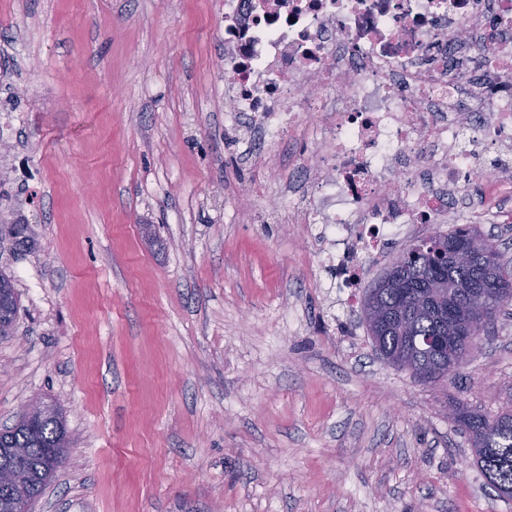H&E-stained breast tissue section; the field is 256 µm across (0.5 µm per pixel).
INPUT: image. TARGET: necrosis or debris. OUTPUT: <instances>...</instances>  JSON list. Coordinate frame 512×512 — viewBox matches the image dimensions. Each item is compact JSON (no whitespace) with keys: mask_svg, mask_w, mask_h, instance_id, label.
I'll return each mask as SVG.
<instances>
[{"mask_svg":"<svg viewBox=\"0 0 512 512\" xmlns=\"http://www.w3.org/2000/svg\"><path fill=\"white\" fill-rule=\"evenodd\" d=\"M224 102L270 145L314 116L306 224L347 299L415 224H444L512 141V0H224ZM512 158L486 210L512 220ZM505 150V148L492 150L487 155V157L483 158V163L479 170L475 172V175L472 176L471 180L467 184L466 190L470 197H476V195L480 192L482 182L489 179L491 174L494 172L496 167V163L494 162L495 156L498 153L502 154L503 152H506Z\"/></svg>","mask_w":512,"mask_h":512,"instance_id":"1","label":"necrosis or debris"}]
</instances>
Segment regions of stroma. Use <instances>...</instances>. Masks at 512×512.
<instances>
[{
    "instance_id": "obj_1",
    "label": "stroma",
    "mask_w": 512,
    "mask_h": 512,
    "mask_svg": "<svg viewBox=\"0 0 512 512\" xmlns=\"http://www.w3.org/2000/svg\"><path fill=\"white\" fill-rule=\"evenodd\" d=\"M1 64L0 426L39 399L71 439L30 512H512L448 417L512 407V305L446 380L376 354L276 218L307 132L241 152L224 0H0ZM0 295L12 298L11 306L8 311L10 316L7 318L6 324L3 327L0 326V336H9L13 333L18 300L11 277L2 273V271L0 273Z\"/></svg>"
}]
</instances>
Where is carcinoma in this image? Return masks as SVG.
<instances>
[{
    "instance_id": "cac0c4a2",
    "label": "carcinoma",
    "mask_w": 512,
    "mask_h": 512,
    "mask_svg": "<svg viewBox=\"0 0 512 512\" xmlns=\"http://www.w3.org/2000/svg\"><path fill=\"white\" fill-rule=\"evenodd\" d=\"M28 227L19 222L0 219V236L8 235L19 246L28 243ZM405 268L410 288L375 287L369 295L375 297L374 307H363L369 336L379 353L390 364L408 370L417 377L425 372L427 382L448 378V356L426 350L419 341L427 336H446L459 342L462 353L470 356L479 347L482 336H465L463 328L448 315V302L467 307L485 295L492 297L500 279L512 282V264L499 261L489 264L483 248L465 255L450 254L442 267L433 250L419 254L412 249L393 259ZM0 295L11 298L9 317L0 326V336L13 333L17 312V294L10 276L0 273ZM450 417L459 429L468 434L475 466L497 495L512 492V409L490 415L453 401L448 406ZM67 436L60 413L50 424L38 426L18 422L0 435V457H8L11 448H26L21 464L31 473L30 496H39L53 476L49 470L57 443Z\"/></svg>"
}]
</instances>
